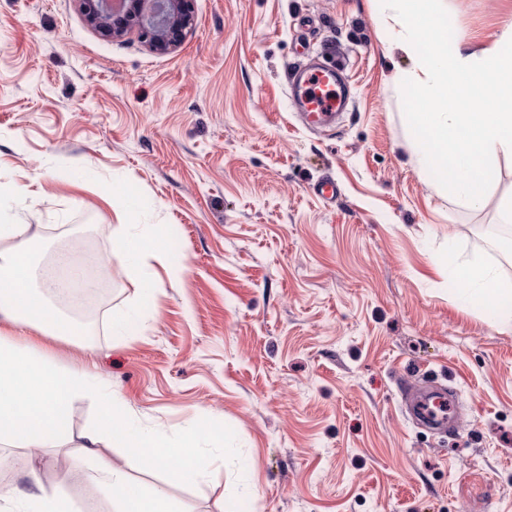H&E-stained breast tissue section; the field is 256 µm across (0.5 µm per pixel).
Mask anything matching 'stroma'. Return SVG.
Segmentation results:
<instances>
[{
    "mask_svg": "<svg viewBox=\"0 0 512 512\" xmlns=\"http://www.w3.org/2000/svg\"><path fill=\"white\" fill-rule=\"evenodd\" d=\"M441 10L476 50L512 23V0ZM194 13L157 54L101 36L75 0H0V224L30 225L40 270L77 242L112 262L82 344L23 338L92 372L142 427L211 429L230 462L198 488L112 451L184 512H512V329L448 272L453 253L512 278L493 233L512 165L479 210L439 193L413 135L416 61L382 0H195ZM328 52L352 101L312 128L288 75ZM326 178L335 199L313 192ZM116 224L166 228L148 301ZM136 302L144 322L113 335L112 309ZM411 383L448 388L454 435L411 420ZM92 417L75 400L67 446L27 449L46 487L79 466Z\"/></svg>",
    "mask_w": 512,
    "mask_h": 512,
    "instance_id": "35a3bbf8",
    "label": "stroma"
}]
</instances>
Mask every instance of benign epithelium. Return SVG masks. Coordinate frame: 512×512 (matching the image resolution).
<instances>
[{"instance_id": "7a95c632", "label": "benign epithelium", "mask_w": 512, "mask_h": 512, "mask_svg": "<svg viewBox=\"0 0 512 512\" xmlns=\"http://www.w3.org/2000/svg\"><path fill=\"white\" fill-rule=\"evenodd\" d=\"M87 23L117 39L135 31L155 52L167 53L194 24L193 0H76Z\"/></svg>"}]
</instances>
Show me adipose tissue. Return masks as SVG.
Returning <instances> with one entry per match:
<instances>
[{"label":"adipose tissue","mask_w":512,"mask_h":512,"mask_svg":"<svg viewBox=\"0 0 512 512\" xmlns=\"http://www.w3.org/2000/svg\"><path fill=\"white\" fill-rule=\"evenodd\" d=\"M384 2L403 29L401 48L417 62L414 80L421 110L415 130L426 156L445 165L448 177L438 190L466 208H481L500 162H512V24L499 40L474 51L465 38H449V20L437 11L436 0ZM479 86L490 87L493 100L480 112L461 110V102L471 101ZM451 97L458 101L452 109L446 106ZM164 235V225L157 224L147 235L127 230L123 239L122 258L137 273L139 294L145 298L156 287L145 268L149 259H161ZM4 239L12 245L0 248V319L18 330L32 328L67 341L83 340L88 326L52 310L32 287L36 268L30 225L1 224L0 241ZM454 273L466 283L471 305L502 308L501 324L512 328V279L479 260L456 266ZM78 397L90 398L96 408L95 422L83 433L79 450L98 460L91 482L96 489L111 491L109 512L176 510L164 487L146 489L122 466L100 458L102 447L134 450L143 467L169 471L178 484L204 482L207 462L201 444L208 438L206 427L196 424L177 439H168L137 424L116 394L87 374L60 367L30 343L0 335L1 447H64L70 404ZM0 512L74 510L67 498L40 486L27 493L1 490Z\"/></svg>","instance_id":"ef3b65f1"}]
</instances>
